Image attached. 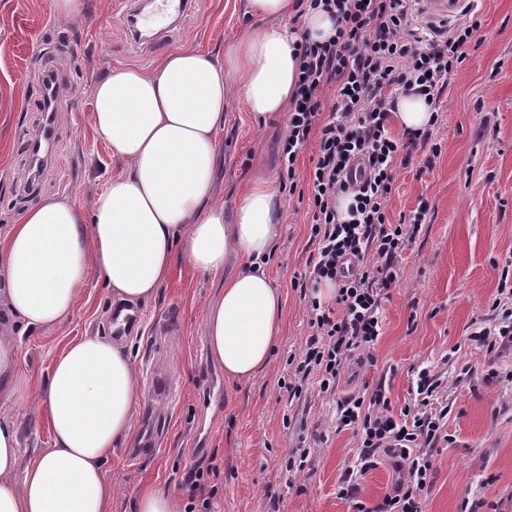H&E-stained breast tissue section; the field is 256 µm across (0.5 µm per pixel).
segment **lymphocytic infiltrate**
<instances>
[{"label": "lymphocytic infiltrate", "instance_id": "1", "mask_svg": "<svg viewBox=\"0 0 512 512\" xmlns=\"http://www.w3.org/2000/svg\"><path fill=\"white\" fill-rule=\"evenodd\" d=\"M410 0H310L334 12L333 36L300 46L299 74L288 105V134L280 148L281 185L296 188L297 161L311 150L308 175L315 248L305 279L335 285V307L310 297V334L290 355L294 381L290 398H301L316 378L321 397L335 400L336 422L356 428L360 450L336 487L354 512H420L430 486L433 448L447 439L443 415L394 417L384 387L344 398L336 381L356 351L371 352L382 334V297L397 279V259L418 233L422 216L410 223L386 217L400 150L427 147L429 131L407 141L392 136L389 121L398 97L423 96L439 112L448 77L465 58L481 22L468 17L443 32H424L412 19ZM334 86L332 104L322 93ZM351 196L348 220L336 213L339 196ZM392 459L400 478L374 507L359 499V481Z\"/></svg>", "mask_w": 512, "mask_h": 512}]
</instances>
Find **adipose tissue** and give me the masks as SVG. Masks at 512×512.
I'll return each mask as SVG.
<instances>
[{
	"label": "adipose tissue",
	"mask_w": 512,
	"mask_h": 512,
	"mask_svg": "<svg viewBox=\"0 0 512 512\" xmlns=\"http://www.w3.org/2000/svg\"><path fill=\"white\" fill-rule=\"evenodd\" d=\"M295 0H248L269 19L256 35L232 42L216 61L198 51L164 57L153 72L118 68L93 90V124L128 167L106 182L91 213L46 197L0 233V282L10 318L44 329L68 318L78 288L97 273L113 297L154 298L176 247L202 273L237 270L207 311L211 355L231 381L264 370L279 338L285 303L264 268L282 235L283 203L269 175L255 173L225 223L213 203L212 171L234 73L249 116H279L298 76L299 46L321 43L336 22L306 9L301 28L279 26ZM53 446L21 463L19 428L0 420V512H105L104 464L132 430L136 373L120 345L97 336L70 342L37 392ZM21 473L22 493L8 478Z\"/></svg>",
	"instance_id": "ef3b65f1"
}]
</instances>
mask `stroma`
<instances>
[{
    "label": "stroma",
    "instance_id": "stroma-1",
    "mask_svg": "<svg viewBox=\"0 0 512 512\" xmlns=\"http://www.w3.org/2000/svg\"><path fill=\"white\" fill-rule=\"evenodd\" d=\"M474 12L481 27L449 78L432 129L438 154L417 151L395 168L390 222L412 220L421 208L425 222L399 258L397 281L382 300V335L372 353H353L336 391L343 397L381 384L393 414H446L448 439L433 450L422 512H512V347L490 351L471 339L489 323L502 269L512 262V0H477ZM266 25L249 15L247 0H193L162 40L146 47L128 36L116 0H79L69 18L56 14L53 0H0V230L47 196L73 199L91 211L106 181L127 168L92 121V90L109 70L149 72L164 56L186 50L220 60L226 44ZM49 69L61 83L55 150L33 185L28 142L40 120L39 77ZM225 82L231 94L213 201L223 205L229 224L257 169L277 177L287 119L252 120L237 77L226 74ZM309 159V153L300 155L297 188L282 197L283 232L267 260L285 315L266 369L244 382L225 378L209 354L206 330L207 308L225 275L196 271L180 250L155 300L141 305L140 327L120 338L136 372L138 411L131 435L104 465L106 512H136L137 495L146 487L187 502L184 472L212 454L222 466L211 512H353L336 486L357 454V435L337 429L333 400L312 390L305 400L292 401L279 385L292 378L287 359L310 331L308 301L294 285L312 248ZM117 305L93 273L67 319L21 335L0 316V337L21 335L20 371L36 383L69 342L111 337ZM421 368L441 381L426 402L412 386ZM153 373L171 374L177 385L161 405L144 390ZM0 418L18 424L22 460L51 449L34 391L0 394ZM150 432L157 435L155 450L132 458L131 448ZM299 445L309 455L294 474L285 461Z\"/></svg>",
    "mask_w": 512,
    "mask_h": 512
}]
</instances>
